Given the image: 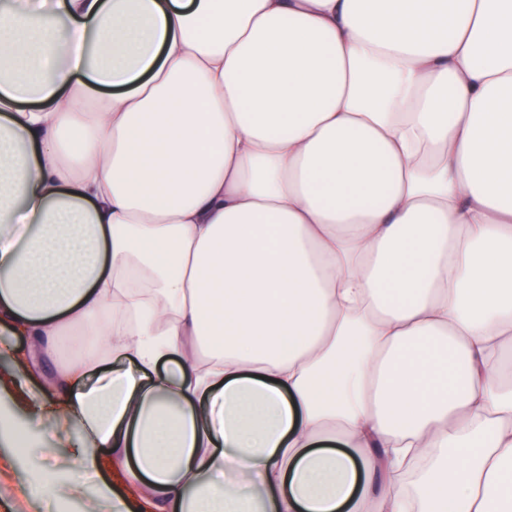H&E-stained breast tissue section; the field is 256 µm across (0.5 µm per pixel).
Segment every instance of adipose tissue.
Instances as JSON below:
<instances>
[{
  "instance_id": "obj_1",
  "label": "adipose tissue",
  "mask_w": 512,
  "mask_h": 512,
  "mask_svg": "<svg viewBox=\"0 0 512 512\" xmlns=\"http://www.w3.org/2000/svg\"><path fill=\"white\" fill-rule=\"evenodd\" d=\"M4 67L0 330L70 451L34 490L512 512V0H11Z\"/></svg>"
}]
</instances>
